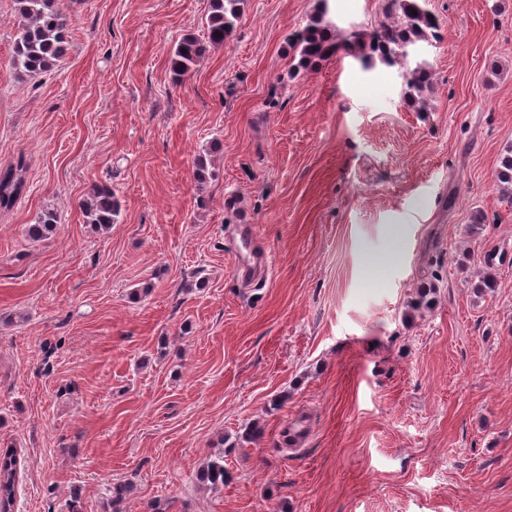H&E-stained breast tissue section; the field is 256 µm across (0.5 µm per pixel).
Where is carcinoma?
<instances>
[{
  "label": "carcinoma",
  "mask_w": 512,
  "mask_h": 512,
  "mask_svg": "<svg viewBox=\"0 0 512 512\" xmlns=\"http://www.w3.org/2000/svg\"><path fill=\"white\" fill-rule=\"evenodd\" d=\"M329 0H316L313 12L305 24L288 38V53L295 64L291 75L316 67L329 58L344 53L360 60L366 68L375 62L392 67L402 63L409 52L422 43L438 38L439 19L427 7V0H384V14L390 21L370 31H355L343 38L334 34L336 25L329 16ZM22 19L11 58L14 69L39 74L53 68L65 50L66 16L59 0H15ZM244 0H208L205 18L208 43L220 46L230 38L237 27ZM205 50L202 41L193 33L183 35L176 43L172 69L181 77L191 71ZM406 95L410 102L425 104L433 89V76L423 64L404 74ZM27 164L23 158L5 169H0V212L14 206L26 189L24 173ZM497 180L502 189H512V148L500 162ZM86 223L99 228L114 224L117 205L112 190L104 186L90 189L83 204ZM55 214L41 212L34 223L27 225L26 235L33 242L47 238L55 230ZM17 449L0 448V512H14L15 486L18 473ZM227 472L224 458L219 456L200 470V482L218 488L224 485Z\"/></svg>",
  "instance_id": "cac0c4a2"
}]
</instances>
